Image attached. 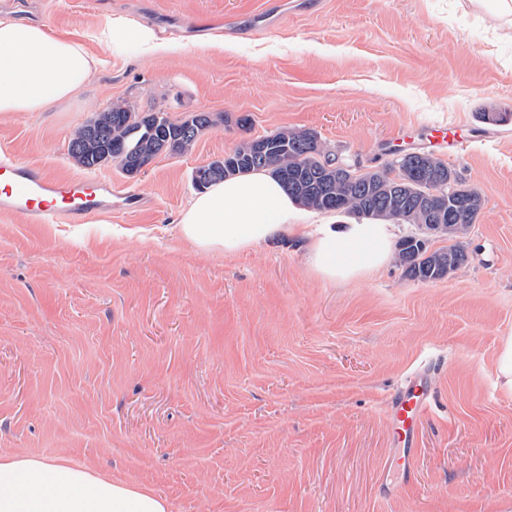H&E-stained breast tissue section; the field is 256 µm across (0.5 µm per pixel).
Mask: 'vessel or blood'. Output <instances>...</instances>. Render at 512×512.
<instances>
[{
  "label": "vessel or blood",
  "instance_id": "1",
  "mask_svg": "<svg viewBox=\"0 0 512 512\" xmlns=\"http://www.w3.org/2000/svg\"><path fill=\"white\" fill-rule=\"evenodd\" d=\"M109 206L106 194L12 155L0 156V214L22 216L29 224H84ZM430 409L429 377L423 369L413 372L388 402L403 485L413 482L417 429Z\"/></svg>",
  "mask_w": 512,
  "mask_h": 512
}]
</instances>
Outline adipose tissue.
Here are the masks:
<instances>
[{"mask_svg": "<svg viewBox=\"0 0 512 512\" xmlns=\"http://www.w3.org/2000/svg\"><path fill=\"white\" fill-rule=\"evenodd\" d=\"M95 37L134 45L142 55L178 52L149 28L122 19ZM99 65L81 45L43 25L0 16V113L42 112L78 92ZM282 184L255 170L211 184L182 209L180 237L200 252L235 256L311 220ZM390 224H318L308 235L309 263L325 281H357L387 267L394 254ZM161 495L112 481L60 460L0 455V512H167Z\"/></svg>", "mask_w": 512, "mask_h": 512, "instance_id": "obj_1", "label": "adipose tissue"}]
</instances>
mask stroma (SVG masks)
Wrapping results in <instances>:
<instances>
[{"mask_svg": "<svg viewBox=\"0 0 512 512\" xmlns=\"http://www.w3.org/2000/svg\"><path fill=\"white\" fill-rule=\"evenodd\" d=\"M270 26L245 36V14ZM100 59L44 112L0 113V151L51 175L140 194L85 224L0 216V453L56 458L161 494L169 512H512V398L496 386L512 332V39L460 0H0ZM221 20L176 53L109 49L92 27ZM229 48L218 51L214 44ZM122 102L211 113L191 150L136 176L89 170L74 132ZM249 117L240 126V117ZM463 126L445 161L483 207L465 264L430 282L398 262L319 279L307 239L227 257L183 241L192 173L242 142L317 132L352 168L382 167L404 127ZM433 405L413 485L398 491L387 401L415 369Z\"/></svg>", "mask_w": 512, "mask_h": 512, "instance_id": "35a3bbf8", "label": "stroma"}]
</instances>
